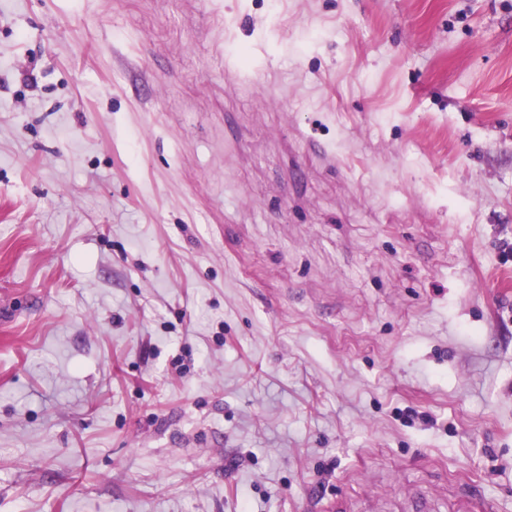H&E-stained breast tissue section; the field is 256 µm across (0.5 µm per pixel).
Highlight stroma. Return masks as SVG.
Returning <instances> with one entry per match:
<instances>
[{
	"label": "stroma",
	"mask_w": 512,
	"mask_h": 512,
	"mask_svg": "<svg viewBox=\"0 0 512 512\" xmlns=\"http://www.w3.org/2000/svg\"><path fill=\"white\" fill-rule=\"evenodd\" d=\"M512 512V0H0V512Z\"/></svg>",
	"instance_id": "stroma-1"
}]
</instances>
